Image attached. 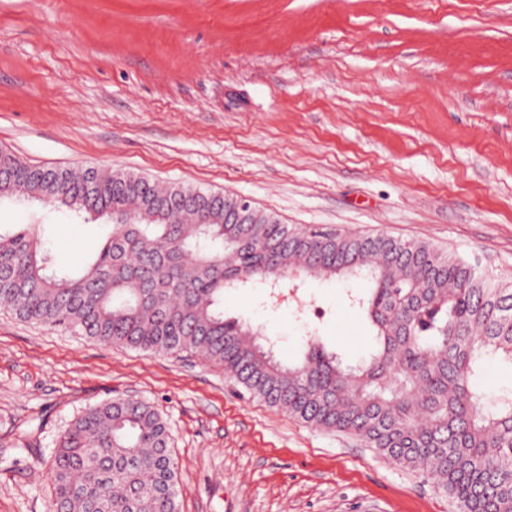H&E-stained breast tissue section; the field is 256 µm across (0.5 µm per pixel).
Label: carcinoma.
<instances>
[{
  "label": "carcinoma",
  "mask_w": 512,
  "mask_h": 512,
  "mask_svg": "<svg viewBox=\"0 0 512 512\" xmlns=\"http://www.w3.org/2000/svg\"><path fill=\"white\" fill-rule=\"evenodd\" d=\"M128 173L32 166L0 150V200L17 196L106 217L112 229L74 272L29 224L0 232V306L25 321L146 354H195L249 396L309 427L356 437L448 494L459 512H512V282L423 241L283 223L237 198ZM340 283L371 333L344 364L312 337L285 364L266 331L224 313V296L283 276ZM166 420L150 403L87 408L60 435L51 512H180Z\"/></svg>",
  "instance_id": "cac0c4a2"
}]
</instances>
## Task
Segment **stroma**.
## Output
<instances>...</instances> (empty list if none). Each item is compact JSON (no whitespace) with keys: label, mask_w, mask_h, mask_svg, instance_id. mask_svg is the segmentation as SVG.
Wrapping results in <instances>:
<instances>
[{"label":"stroma","mask_w":512,"mask_h":512,"mask_svg":"<svg viewBox=\"0 0 512 512\" xmlns=\"http://www.w3.org/2000/svg\"><path fill=\"white\" fill-rule=\"evenodd\" d=\"M230 194L287 224L426 241L512 280V0H0V149ZM59 267L107 226L22 198ZM323 320L256 288L224 300L296 359L352 362L342 288ZM117 398L167 420L181 512H456L432 483L247 395L196 355H149L0 309V512H50L59 435Z\"/></svg>","instance_id":"35a3bbf8"}]
</instances>
